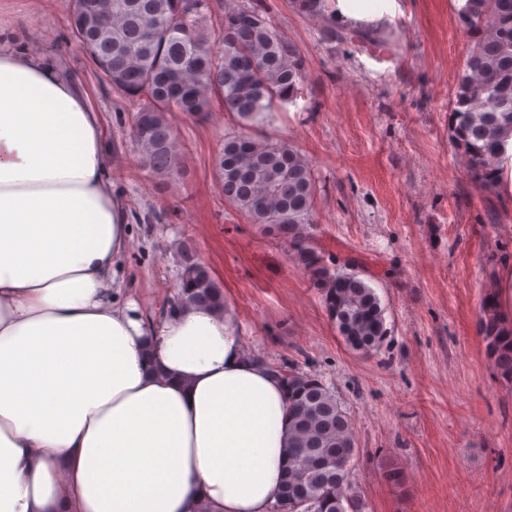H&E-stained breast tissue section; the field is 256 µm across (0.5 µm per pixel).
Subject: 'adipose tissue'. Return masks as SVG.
Here are the masks:
<instances>
[{
  "label": "adipose tissue",
  "instance_id": "1",
  "mask_svg": "<svg viewBox=\"0 0 512 512\" xmlns=\"http://www.w3.org/2000/svg\"><path fill=\"white\" fill-rule=\"evenodd\" d=\"M107 162L86 88L0 38V512H269L288 391L231 314L121 297Z\"/></svg>",
  "mask_w": 512,
  "mask_h": 512
}]
</instances>
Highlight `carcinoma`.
Listing matches in <instances>:
<instances>
[{
    "mask_svg": "<svg viewBox=\"0 0 512 512\" xmlns=\"http://www.w3.org/2000/svg\"><path fill=\"white\" fill-rule=\"evenodd\" d=\"M320 23L330 40L347 38L336 25V0H288ZM207 0H75L73 35L112 88L135 99L133 136L140 166L169 181L182 174L174 112L190 116L215 105L238 130L224 134L215 174L224 201L252 224L284 239L320 290L324 307L350 349L369 354L388 335L386 308L355 271L340 276L304 232L312 223L316 183L311 162L274 138L277 112L296 104L305 80L298 48L278 34L257 3L226 5L221 29L199 24ZM461 16L473 45L460 70L451 112L452 139L476 183L492 192L503 147L512 137V0H464ZM177 301L227 311L222 286L191 250L181 253ZM483 333L496 364L512 376V336L505 338L492 301ZM291 399L292 452L275 512H364L348 467L356 448L348 412L318 376L283 366Z\"/></svg>",
    "mask_w": 512,
    "mask_h": 512,
    "instance_id": "1",
    "label": "carcinoma"
}]
</instances>
